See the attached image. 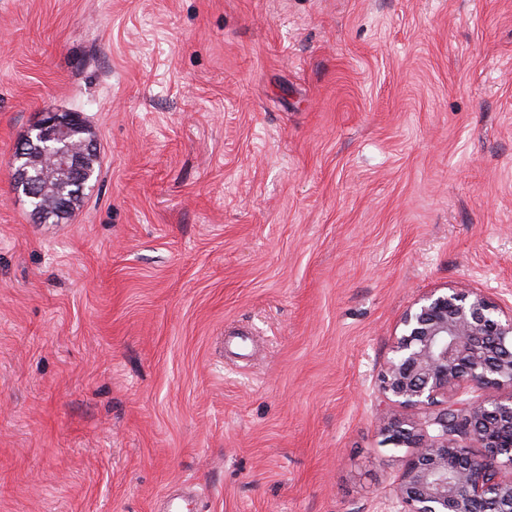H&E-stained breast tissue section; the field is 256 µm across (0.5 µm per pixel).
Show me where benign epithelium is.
I'll return each mask as SVG.
<instances>
[{"mask_svg":"<svg viewBox=\"0 0 512 512\" xmlns=\"http://www.w3.org/2000/svg\"><path fill=\"white\" fill-rule=\"evenodd\" d=\"M78 112L47 109L9 161L12 188L40 222L63 223L74 196L59 193L93 174L97 141ZM393 357L381 374L388 403L419 410L394 415L384 443L413 453L398 486L401 512H512V310L482 293L451 289L417 299L404 313ZM469 387L483 398L463 409L448 396Z\"/></svg>","mask_w":512,"mask_h":512,"instance_id":"1","label":"benign epithelium"}]
</instances>
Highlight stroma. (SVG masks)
Instances as JSON below:
<instances>
[{"instance_id":"35a3bbf8","label":"stroma","mask_w":512,"mask_h":512,"mask_svg":"<svg viewBox=\"0 0 512 512\" xmlns=\"http://www.w3.org/2000/svg\"><path fill=\"white\" fill-rule=\"evenodd\" d=\"M449 289L512 305V0H0V512H398L379 378ZM76 131L89 133V127L78 112L47 109L30 133L18 143L14 156L9 161L12 188L24 194L39 222L62 224L73 212L72 199L76 194L64 196L59 193L63 185H79L84 178L94 173L89 167V157L99 156L96 140L89 143L83 138L72 145L68 138ZM87 145V147H86ZM97 146V150H94ZM92 185L67 187L65 194L78 193L82 200ZM54 200L51 209H46L44 200Z\"/></svg>"}]
</instances>
